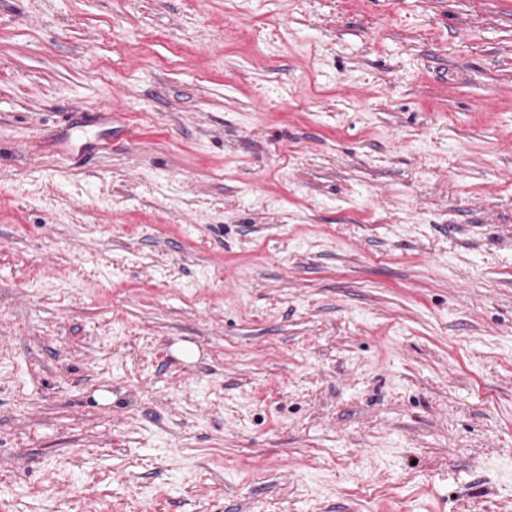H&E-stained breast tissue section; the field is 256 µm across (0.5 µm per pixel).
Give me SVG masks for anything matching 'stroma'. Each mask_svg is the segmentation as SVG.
I'll list each match as a JSON object with an SVG mask.
<instances>
[{
  "mask_svg": "<svg viewBox=\"0 0 512 512\" xmlns=\"http://www.w3.org/2000/svg\"><path fill=\"white\" fill-rule=\"evenodd\" d=\"M0 512H512V0H0Z\"/></svg>",
  "mask_w": 512,
  "mask_h": 512,
  "instance_id": "1",
  "label": "stroma"
}]
</instances>
